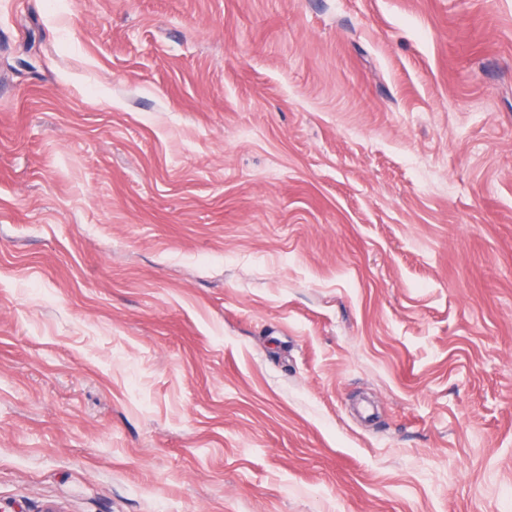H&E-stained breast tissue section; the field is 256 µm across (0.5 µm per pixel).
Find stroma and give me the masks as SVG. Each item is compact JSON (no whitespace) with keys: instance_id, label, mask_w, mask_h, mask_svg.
<instances>
[{"instance_id":"35a3bbf8","label":"stroma","mask_w":512,"mask_h":512,"mask_svg":"<svg viewBox=\"0 0 512 512\" xmlns=\"http://www.w3.org/2000/svg\"><path fill=\"white\" fill-rule=\"evenodd\" d=\"M512 512V0H0V512Z\"/></svg>"}]
</instances>
